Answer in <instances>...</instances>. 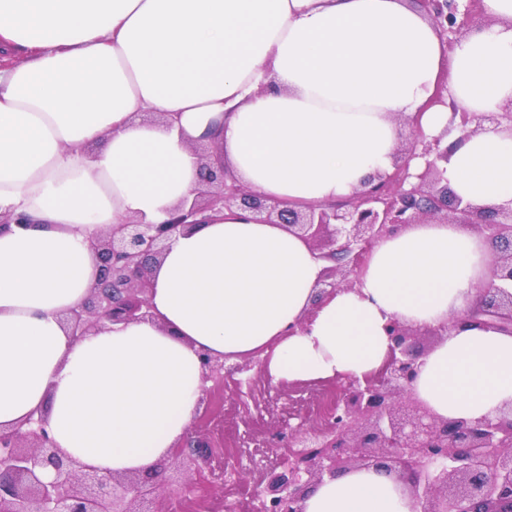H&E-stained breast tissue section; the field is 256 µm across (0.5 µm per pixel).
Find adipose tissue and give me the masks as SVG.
I'll use <instances>...</instances> for the list:
<instances>
[{"instance_id": "obj_1", "label": "adipose tissue", "mask_w": 512, "mask_h": 512, "mask_svg": "<svg viewBox=\"0 0 512 512\" xmlns=\"http://www.w3.org/2000/svg\"><path fill=\"white\" fill-rule=\"evenodd\" d=\"M447 45L413 0H0V430L44 417L54 445L102 473L154 468L197 416L199 354L259 356L273 381L381 368L393 318L465 314L491 245L461 224L378 241L354 288L315 302L323 260L241 210L179 233L156 264L153 320L74 337L66 314L118 224L166 223L200 188L213 146L248 190L302 210L344 204L392 171L403 126L446 135L463 201L512 205V128L458 141L451 112L512 104V0ZM448 106L433 104L440 78ZM159 113L156 121L142 120ZM414 393L437 416L512 405V335L451 326ZM395 475L325 479L304 512H416Z\"/></svg>"}]
</instances>
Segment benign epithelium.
<instances>
[{
	"label": "benign epithelium",
	"mask_w": 512,
	"mask_h": 512,
	"mask_svg": "<svg viewBox=\"0 0 512 512\" xmlns=\"http://www.w3.org/2000/svg\"><path fill=\"white\" fill-rule=\"evenodd\" d=\"M441 36L467 24L477 0L457 18L455 0H419ZM512 123V113L462 114L465 140L489 121ZM443 137L424 140L421 130L409 147L399 150L394 170L378 178L348 204L284 209L265 196L227 179L224 162L205 148L202 182L190 206H180L166 224H119L96 245L99 275L83 304L66 322L73 334L97 324L154 318L147 294L152 271L171 238L208 222L207 213L246 209L260 224H279L305 241L329 263L317 282V297L331 298L354 283L336 279L348 268L358 274L373 246L407 224L451 219L468 224L494 248L490 280L480 289L475 310L451 323L423 329L397 319L385 325L389 358L377 373L336 381L335 396L319 419H301L272 437L276 459L261 469L246 468L236 456L209 469L204 481L198 469L184 486V498L205 483L224 485V477L241 479L258 473L257 512H303V501L324 478L349 470L385 471L402 480L420 506L419 512H512V407L502 415L476 421L443 419L413 396L422 336L437 340L449 325L469 323L512 333V206L479 209L463 203L444 183L437 161L448 158ZM428 158L412 174L409 159ZM202 388L199 414L208 412L212 388L206 383L247 369L225 366L207 352L200 354ZM209 437L186 436L168 460L144 474H101L54 446L45 419H31L24 431L0 432V512H166L160 507L162 483L156 478L168 466L186 468L213 455Z\"/></svg>",
	"instance_id": "7a95c632"
}]
</instances>
